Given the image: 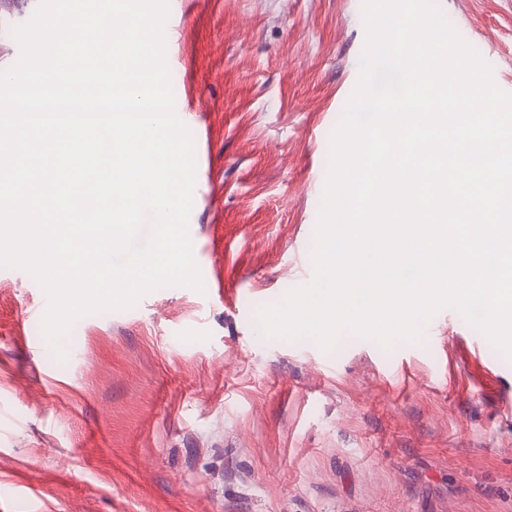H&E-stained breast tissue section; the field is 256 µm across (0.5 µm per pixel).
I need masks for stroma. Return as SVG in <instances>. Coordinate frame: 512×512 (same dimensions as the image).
<instances>
[{"mask_svg": "<svg viewBox=\"0 0 512 512\" xmlns=\"http://www.w3.org/2000/svg\"><path fill=\"white\" fill-rule=\"evenodd\" d=\"M512 92V0H435ZM362 0H179L166 57L197 107L204 292L80 318L58 358L0 267V512H512V360L455 310L420 343L264 335L305 285Z\"/></svg>", "mask_w": 512, "mask_h": 512, "instance_id": "35a3bbf8", "label": "stroma"}]
</instances>
